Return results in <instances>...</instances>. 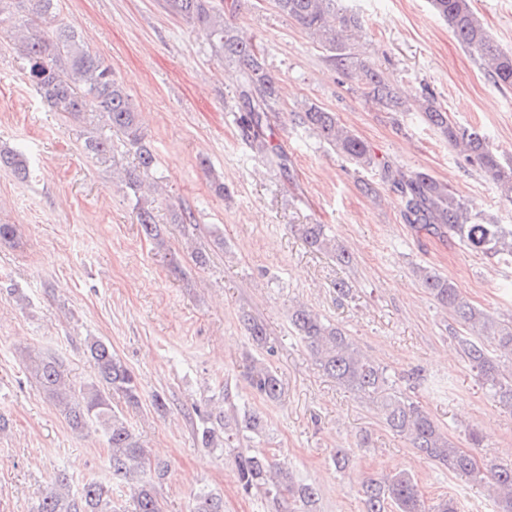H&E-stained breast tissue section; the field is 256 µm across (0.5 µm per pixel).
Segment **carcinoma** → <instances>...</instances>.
<instances>
[{
  "label": "carcinoma",
  "mask_w": 512,
  "mask_h": 512,
  "mask_svg": "<svg viewBox=\"0 0 512 512\" xmlns=\"http://www.w3.org/2000/svg\"><path fill=\"white\" fill-rule=\"evenodd\" d=\"M172 15L202 30L214 51L233 68L241 102L236 115L243 138L255 153L286 167V159L267 136L269 114L276 111L274 76L258 54L256 46L240 37L224 19V8L214 0H165ZM276 9L295 21L330 52V60L343 73L357 78L363 94L380 107L397 111L403 102L383 73L366 65L349 43L350 33L360 29L359 19L336 10V0H274ZM433 10L448 22L459 43L481 61L494 85L512 88V51L496 43L478 19L472 0H431ZM59 0H0V26L19 27L22 33L23 69L37 92L49 105L75 118L84 112L105 114L110 130L123 136L124 146L134 152L137 168L126 172V183L136 196L137 221L144 235L158 246L165 243L156 224L152 202L139 197L142 185L152 178L157 157L142 132L132 96L112 77V69L64 25L54 24ZM423 114L428 124L457 151L463 167L491 178L502 198L512 203V161H505L487 137L473 127L452 121L448 111L434 98L424 99ZM300 124L312 131L337 153L362 168L373 167L378 159L370 145L342 126L336 114L309 104L299 113ZM91 155L111 152V138L92 136L84 143ZM0 168L19 179L29 175L25 156L14 150H0ZM387 181L400 194L407 223L434 235L459 240L471 253L486 258L512 261V225L498 224L481 213L472 212L466 202L424 172L406 173L386 168ZM295 231L310 249L334 253L345 265L352 258L336 248V239L323 224H296ZM421 286L448 311L461 330L454 339L468 368L480 386L495 401L512 407V370L501 362L512 359V324L495 320L473 305L447 276L430 268L418 270ZM288 320L323 372L355 396L375 406L384 426L404 439L424 458L442 464L448 471L472 482L489 481L494 491V512H512V464H481L477 457L457 448L434 417L402 393L387 369L363 354L339 324L297 304ZM252 342L266 343V329L252 318L242 319ZM87 354L97 370V381L75 388L64 379L59 362L37 356L31 374L61 408L75 431L94 426L104 435L112 478L133 491L135 512H162L157 490L165 465L151 461L140 438L123 412L112 407V396L136 406L140 389L134 373L112 352V345L91 340ZM248 387L264 400L275 402L282 394L278 374L264 362L252 358L247 367ZM205 448H232L235 442L266 436L261 414L250 408L229 417L224 407H212L200 416L196 428ZM239 483L272 503L276 512H314L319 490L294 480L292 473L260 451L235 454ZM72 477L65 471L55 476L53 486L38 503L35 512H120L108 489L93 479L71 493ZM366 512H457L456 503L441 499L427 504L414 476L399 471L390 476L370 478L362 487ZM190 512H224L223 498L202 488L192 496Z\"/></svg>",
  "instance_id": "obj_1"
}]
</instances>
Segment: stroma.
Returning a JSON list of instances; mask_svg holds the SVG:
<instances>
[{"label": "stroma", "instance_id": "stroma-1", "mask_svg": "<svg viewBox=\"0 0 512 512\" xmlns=\"http://www.w3.org/2000/svg\"><path fill=\"white\" fill-rule=\"evenodd\" d=\"M340 3L358 14L363 58L392 81L403 111L366 100L356 79L342 75L273 0H239L229 16L284 91L270 116L287 159L282 169L241 140L232 71L198 28L166 11L165 0H61L58 22L111 67L141 111L158 158L161 251L142 236L135 198L121 179L136 166L134 153L116 134L110 153L86 154V138L107 132L101 113L76 119L44 102L25 75L13 28L0 29V148L22 152L33 170L25 181L0 170V224L16 228L13 240L0 241V512H32L61 470L101 481L130 512L131 491L113 482L103 437L71 430L26 368L29 356H51L73 385L91 382L84 349L93 338L111 343L137 378L142 405L112 403L149 457L168 465L159 488L164 512H188L191 493L202 487L223 496L224 512H270L241 488L231 453L196 440V409L228 388L236 404L261 412V449L318 488L317 512H365L363 481L400 470L414 475L427 500L493 512L484 486L419 457L324 374L288 322L289 307L299 303L344 327L456 447L474 450L481 462H502L512 448V408L495 402L456 356L451 318L417 275L434 269L475 306L511 322L512 263L474 257L455 239L412 229L382 170L428 173L478 212L512 225V205L496 184L463 170L417 104L429 87L456 122L480 129L512 159V90L493 84L429 0ZM473 6L491 38L512 50V0ZM308 103L335 113L371 146L379 166H356L302 126L296 113ZM203 158L209 170L201 169ZM215 178L227 195L215 194ZM367 184L372 192H364ZM173 205L194 212L195 227L170 223ZM298 224L328 225L351 264L310 251ZM195 248L208 252L207 266L192 262ZM340 282L347 294H338ZM244 315L265 325L266 347L252 343ZM253 357L277 371L278 401L250 395L244 375ZM157 392L168 399L166 414L149 404ZM473 431L482 448L472 449ZM337 448L350 451L341 473L331 462Z\"/></svg>", "mask_w": 512, "mask_h": 512}]
</instances>
